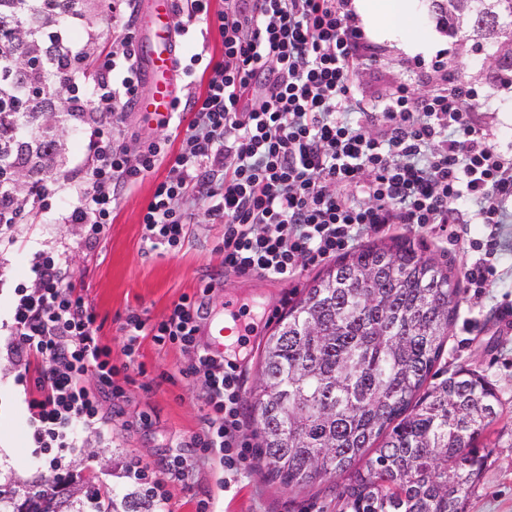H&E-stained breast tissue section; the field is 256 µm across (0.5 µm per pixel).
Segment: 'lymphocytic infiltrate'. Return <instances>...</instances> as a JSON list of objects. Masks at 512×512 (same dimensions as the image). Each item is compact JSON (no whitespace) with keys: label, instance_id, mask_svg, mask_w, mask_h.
Listing matches in <instances>:
<instances>
[{"label":"lymphocytic infiltrate","instance_id":"obj_1","mask_svg":"<svg viewBox=\"0 0 512 512\" xmlns=\"http://www.w3.org/2000/svg\"><path fill=\"white\" fill-rule=\"evenodd\" d=\"M130 3L108 0L112 48L77 97L85 164L66 180L77 202L65 221L82 225L81 248L105 237L119 191L167 159L169 173L155 183L141 217L145 251L182 248L202 216L224 227L225 271L288 281L393 224L438 237L475 224L480 235L469 242L475 257L468 275L474 287L488 286L496 273L494 230L512 223V154L476 127L477 91L448 80L426 89L431 73L444 68L442 57L421 65L420 85H398L373 101L358 95L356 79L379 53L351 0H224L218 11L211 0H176V13L217 29L224 55L200 51L180 67L184 81L205 86L175 102L177 153L158 140L132 155L119 145L116 124L141 95ZM70 255L33 253L30 279L14 286L5 325L31 444L54 471L81 448L83 430L111 433L103 405L125 394L112 349L100 340L98 314L69 280ZM213 288L209 280L181 295L160 322L132 312L121 327L127 368L144 341L177 345L191 354L181 376L203 383L201 428L172 440L159 461L127 468V479L161 510L170 482L187 477L188 458L246 470L241 374L196 342Z\"/></svg>","mask_w":512,"mask_h":512}]
</instances>
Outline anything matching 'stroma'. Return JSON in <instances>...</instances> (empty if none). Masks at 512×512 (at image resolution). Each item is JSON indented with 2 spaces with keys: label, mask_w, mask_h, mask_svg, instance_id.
Wrapping results in <instances>:
<instances>
[{
  "label": "stroma",
  "mask_w": 512,
  "mask_h": 512,
  "mask_svg": "<svg viewBox=\"0 0 512 512\" xmlns=\"http://www.w3.org/2000/svg\"><path fill=\"white\" fill-rule=\"evenodd\" d=\"M104 15L103 0H90L84 17L62 24L64 42L97 58L106 55L112 46V31L104 24ZM427 29L434 33L435 41L422 53V61L445 53L454 80L479 94L474 114L477 123L489 130L494 143L511 146L512 87L492 83L487 69L496 55V44L473 33L451 37L432 23ZM381 47L380 64L365 71L359 84L360 93L369 99L383 97L398 83L413 85L418 81L411 56L387 41ZM120 129L122 144L133 151L164 138L169 139L171 150H178L180 145L174 126L158 123L142 112H126ZM168 171V163H161L118 197L110 229L91 251L77 248L79 228L61 220L73 205V196L62 193L50 198L48 206L26 208L11 228L13 245L0 249V321L8 315L13 285L29 277L32 253L71 248V282L103 319L101 339L111 346L112 362L119 366L125 361L120 326L128 311L136 310L150 321H159L174 301L182 294L197 292L201 278L209 276L216 283L211 309H221L225 296L230 295L261 319L246 349L232 356L240 367L243 392L251 394L259 377L260 352L274 329V320L287 312L323 267L308 266L288 282L225 272L219 252L224 227L203 219L192 225L181 249L163 255L145 252L140 240L142 212L155 183ZM392 237L421 244L427 255L452 269L459 283L463 302L437 366L448 372L462 366L477 371L494 385L502 403L499 418L484 434L485 442L493 444L495 450L465 510L512 512V224L504 227L497 275L488 288L479 291L471 287L466 274L471 259L466 240L453 236L439 240L410 225L397 224L387 232L363 235L357 243L363 246ZM190 358L180 347L160 349L144 342L139 357L144 372L126 384L124 414L113 421L111 436L83 431L84 448L67 457L66 471H91L101 484L125 490L129 487L125 471L132 460L156 461L174 436L196 431L206 412L200 385L176 377L159 386L154 383L161 373L175 376ZM0 474L39 484L52 476L28 446L19 388L5 359H0ZM169 490L171 512H195L197 500L208 495L216 497L224 512H336L330 482L290 489L271 479L255 458L241 476L225 472L216 461L204 467L190 466L188 482H172Z\"/></svg>",
  "instance_id": "obj_1"
}]
</instances>
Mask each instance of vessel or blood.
<instances>
[{
	"mask_svg": "<svg viewBox=\"0 0 512 512\" xmlns=\"http://www.w3.org/2000/svg\"><path fill=\"white\" fill-rule=\"evenodd\" d=\"M176 48L173 0H151L140 20L137 48L146 62L149 90L139 98L137 109L160 123L169 120L178 95ZM207 328L213 349L220 351L225 337L243 335L246 325L240 309L228 300L223 312L210 316Z\"/></svg>",
	"mask_w": 512,
	"mask_h": 512,
	"instance_id": "b4317fda",
	"label": "vessel or blood"
}]
</instances>
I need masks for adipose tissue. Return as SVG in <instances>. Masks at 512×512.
I'll list each match as a JSON object with an SVG mask.
<instances>
[{
	"instance_id": "1",
	"label": "adipose tissue",
	"mask_w": 512,
	"mask_h": 512,
	"mask_svg": "<svg viewBox=\"0 0 512 512\" xmlns=\"http://www.w3.org/2000/svg\"><path fill=\"white\" fill-rule=\"evenodd\" d=\"M353 6L371 36L389 39L394 32L401 31L408 36L407 41L400 45L402 51H425L424 41L415 35L418 22L410 0H353Z\"/></svg>"
}]
</instances>
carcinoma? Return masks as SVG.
I'll list each match as a JSON object with an SVG mask.
<instances>
[{"mask_svg":"<svg viewBox=\"0 0 512 512\" xmlns=\"http://www.w3.org/2000/svg\"><path fill=\"white\" fill-rule=\"evenodd\" d=\"M87 0H0V223L15 222L27 188L53 172L78 68L51 27ZM431 0L449 35L464 26L507 47L512 0ZM454 275L410 241L372 243L314 277L264 346L253 425L268 475L288 488L335 484L340 512H464L492 449L479 447L499 415L495 388L461 366L429 379L461 305ZM374 456L365 458L370 448ZM364 465H359V462ZM31 489L41 512H153L90 472ZM17 484L0 482V512Z\"/></svg>","mask_w":512,"mask_h":512,"instance_id":"carcinoma-1","label":"carcinoma"}]
</instances>
